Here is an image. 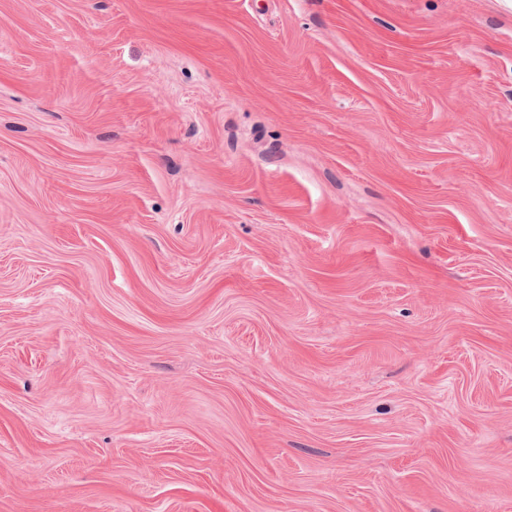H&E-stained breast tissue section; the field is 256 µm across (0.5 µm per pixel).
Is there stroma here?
<instances>
[{
    "instance_id": "obj_1",
    "label": "stroma",
    "mask_w": 512,
    "mask_h": 512,
    "mask_svg": "<svg viewBox=\"0 0 512 512\" xmlns=\"http://www.w3.org/2000/svg\"><path fill=\"white\" fill-rule=\"evenodd\" d=\"M0 512H512V0H0Z\"/></svg>"
}]
</instances>
